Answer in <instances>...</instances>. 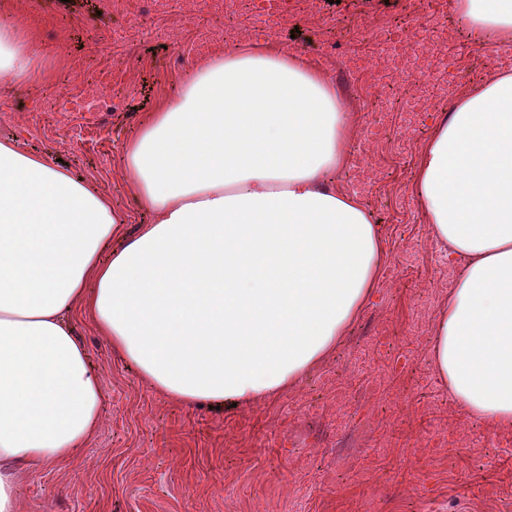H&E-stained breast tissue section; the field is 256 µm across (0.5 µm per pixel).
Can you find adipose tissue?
Here are the masks:
<instances>
[{
	"label": "adipose tissue",
	"instance_id": "obj_1",
	"mask_svg": "<svg viewBox=\"0 0 512 512\" xmlns=\"http://www.w3.org/2000/svg\"><path fill=\"white\" fill-rule=\"evenodd\" d=\"M476 37L512 45V0H453ZM38 47L0 27V87ZM332 77L283 50L218 49L126 143L124 177L150 223L46 155L0 141V512L22 475L94 434L98 373L84 316L151 387L194 405H251L296 385L346 335L385 255L347 163ZM433 241L461 270L433 329V364L464 413L512 431V74L458 96L417 164ZM109 259H102L103 250Z\"/></svg>",
	"mask_w": 512,
	"mask_h": 512
}]
</instances>
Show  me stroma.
I'll use <instances>...</instances> for the list:
<instances>
[{
  "label": "stroma",
  "instance_id": "35a3bbf8",
  "mask_svg": "<svg viewBox=\"0 0 512 512\" xmlns=\"http://www.w3.org/2000/svg\"><path fill=\"white\" fill-rule=\"evenodd\" d=\"M43 2L64 29L45 56L60 54L66 67L90 75L111 70L113 107L70 113L59 128L41 105L45 87L62 85V68L40 60L33 82L0 90V138L60 160L106 191L134 233L151 217L122 177L123 146L178 90L220 21L203 12L184 27L177 13L159 10L134 25L99 13L98 0ZM417 7L418 0H326L312 18L306 0H290L287 22L270 32L259 31L257 12L244 5L230 21L249 31L250 45L298 52L352 95L368 80L352 58L386 52ZM422 34L440 42L432 62L439 107L410 112L417 87L409 82L383 95L378 111L354 114L356 129L375 131L380 180L360 198L381 230L385 260L367 305L327 360L288 392L251 406H188L144 382L74 315L101 379L100 424L69 466L22 476L19 512H512V445L490 446L475 420L474 446L438 445L452 419L464 416L447 411L448 389L432 364V326L458 263L438 252L412 194L422 149L453 99L496 68L498 47L442 36L434 11ZM91 39L105 43L102 55L86 57ZM368 387L387 399L385 409L363 400Z\"/></svg>",
  "mask_w": 512,
  "mask_h": 512
}]
</instances>
